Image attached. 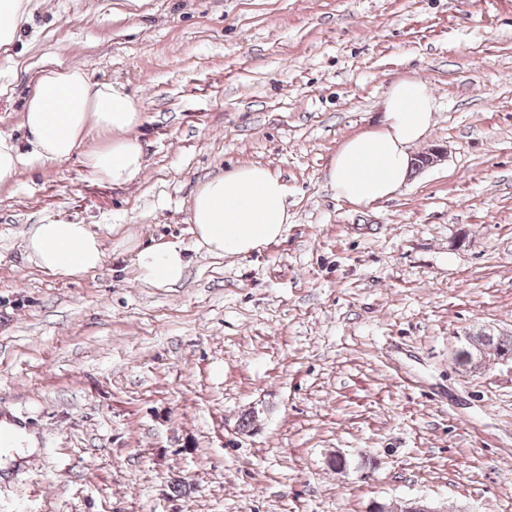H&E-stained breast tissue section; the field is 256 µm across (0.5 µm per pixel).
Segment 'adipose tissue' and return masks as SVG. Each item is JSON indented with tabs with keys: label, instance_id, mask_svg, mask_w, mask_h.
<instances>
[{
	"label": "adipose tissue",
	"instance_id": "obj_1",
	"mask_svg": "<svg viewBox=\"0 0 512 512\" xmlns=\"http://www.w3.org/2000/svg\"><path fill=\"white\" fill-rule=\"evenodd\" d=\"M381 126L345 140L331 161L330 180L338 198L368 205L393 196L411 171V151L434 124L435 100L419 78L394 83L384 100ZM142 114L119 85L91 82L77 67L42 70L25 101L24 141L0 132V189L16 181L33 161H63L81 155L97 180L115 185L136 178L145 163L135 130ZM106 140L89 146L91 134ZM190 220L199 247L218 256H246L283 236L289 215L281 180L258 164L240 165L209 179L195 190ZM27 256L37 266L66 277L98 268L102 239L88 224L50 220L32 227ZM181 241L157 242L135 250L143 282L170 288L188 266Z\"/></svg>",
	"mask_w": 512,
	"mask_h": 512
}]
</instances>
